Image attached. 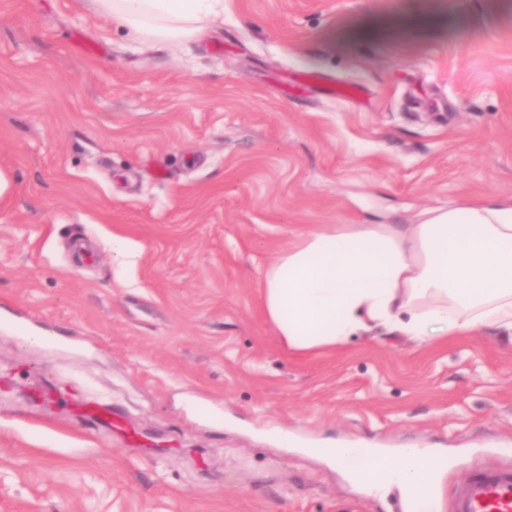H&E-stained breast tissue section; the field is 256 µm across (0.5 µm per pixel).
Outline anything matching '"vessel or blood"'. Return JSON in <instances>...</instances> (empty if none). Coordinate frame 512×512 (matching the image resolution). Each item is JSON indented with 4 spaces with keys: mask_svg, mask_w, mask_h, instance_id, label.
<instances>
[{
    "mask_svg": "<svg viewBox=\"0 0 512 512\" xmlns=\"http://www.w3.org/2000/svg\"><path fill=\"white\" fill-rule=\"evenodd\" d=\"M405 508L407 512H512V461L470 469L451 499L434 491L408 501Z\"/></svg>",
    "mask_w": 512,
    "mask_h": 512,
    "instance_id": "1",
    "label": "vessel or blood"
}]
</instances>
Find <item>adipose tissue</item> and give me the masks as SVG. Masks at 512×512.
I'll return each instance as SVG.
<instances>
[{
    "label": "adipose tissue",
    "instance_id": "ef3b65f1",
    "mask_svg": "<svg viewBox=\"0 0 512 512\" xmlns=\"http://www.w3.org/2000/svg\"><path fill=\"white\" fill-rule=\"evenodd\" d=\"M142 42L201 35L224 0H91ZM262 307L288 355L375 334L423 343L476 327L512 337V206L429 211L418 224H324L299 234L260 275ZM424 452L380 458L370 490L429 494Z\"/></svg>",
    "mask_w": 512,
    "mask_h": 512
}]
</instances>
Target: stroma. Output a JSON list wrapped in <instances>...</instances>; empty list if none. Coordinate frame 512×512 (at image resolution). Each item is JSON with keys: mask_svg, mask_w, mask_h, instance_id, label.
<instances>
[{"mask_svg": "<svg viewBox=\"0 0 512 512\" xmlns=\"http://www.w3.org/2000/svg\"><path fill=\"white\" fill-rule=\"evenodd\" d=\"M0 171V512H400L307 448L437 449L448 498L512 444L496 331L289 356L258 288L315 225L512 200V0H224L153 47L0 0Z\"/></svg>", "mask_w": 512, "mask_h": 512, "instance_id": "obj_1", "label": "stroma"}]
</instances>
